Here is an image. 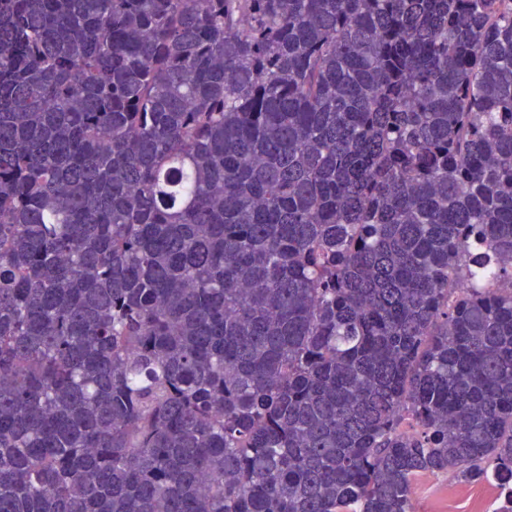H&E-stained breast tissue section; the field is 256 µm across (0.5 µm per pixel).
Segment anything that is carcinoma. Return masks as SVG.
Instances as JSON below:
<instances>
[{
  "instance_id": "1",
  "label": "carcinoma",
  "mask_w": 512,
  "mask_h": 512,
  "mask_svg": "<svg viewBox=\"0 0 512 512\" xmlns=\"http://www.w3.org/2000/svg\"><path fill=\"white\" fill-rule=\"evenodd\" d=\"M446 470L512 512V0H0V512Z\"/></svg>"
}]
</instances>
